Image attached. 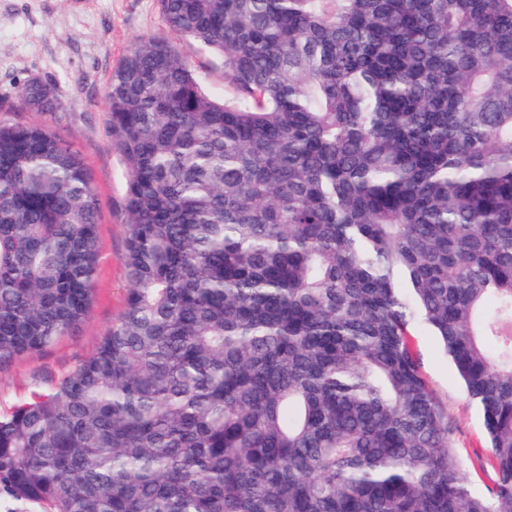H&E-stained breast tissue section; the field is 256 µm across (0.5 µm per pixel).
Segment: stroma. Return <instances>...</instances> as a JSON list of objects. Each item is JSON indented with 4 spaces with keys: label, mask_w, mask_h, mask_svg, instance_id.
<instances>
[{
    "label": "stroma",
    "mask_w": 512,
    "mask_h": 512,
    "mask_svg": "<svg viewBox=\"0 0 512 512\" xmlns=\"http://www.w3.org/2000/svg\"><path fill=\"white\" fill-rule=\"evenodd\" d=\"M166 33L156 0H0V120L56 129L78 153L96 192L101 253L85 319L69 336L44 350L0 365V413L32 392L53 389L96 352L126 309L128 172L112 149L106 90L113 69L140 37ZM178 48L202 90L223 100V58L192 41L179 42ZM33 76L56 84L58 111L17 110L19 91ZM411 342L424 376L454 422L452 444L469 485L475 493H485L495 474L480 412L437 338L416 326Z\"/></svg>",
    "instance_id": "stroma-1"
}]
</instances>
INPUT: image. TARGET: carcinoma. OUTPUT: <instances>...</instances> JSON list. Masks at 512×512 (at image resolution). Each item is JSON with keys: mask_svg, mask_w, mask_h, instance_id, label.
<instances>
[{"mask_svg": "<svg viewBox=\"0 0 512 512\" xmlns=\"http://www.w3.org/2000/svg\"><path fill=\"white\" fill-rule=\"evenodd\" d=\"M157 4L106 94L127 307L0 414L6 512H512V0ZM96 215L59 132L0 121V366L89 313ZM417 324L481 412L485 496ZM177 46L187 59L202 90L224 102V60L192 41H178Z\"/></svg>", "mask_w": 512, "mask_h": 512, "instance_id": "1", "label": "carcinoma"}]
</instances>
